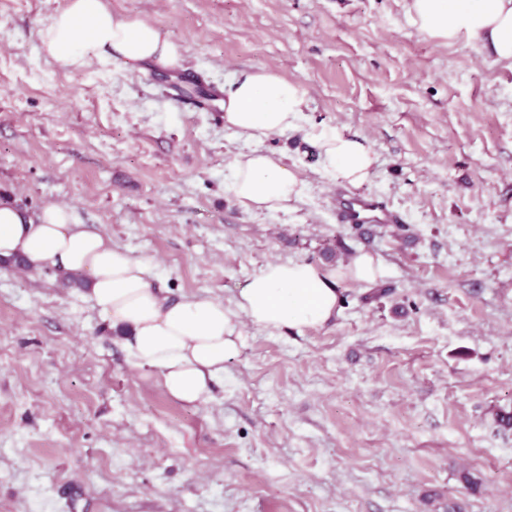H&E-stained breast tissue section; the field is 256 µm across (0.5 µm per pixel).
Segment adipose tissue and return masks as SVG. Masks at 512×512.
<instances>
[{
    "mask_svg": "<svg viewBox=\"0 0 512 512\" xmlns=\"http://www.w3.org/2000/svg\"><path fill=\"white\" fill-rule=\"evenodd\" d=\"M407 15L429 39L478 43L498 59L512 60V0H408ZM83 29L89 39L79 38ZM39 38L43 51L64 67L114 53L135 69L178 70L184 63L180 46L166 32L140 18L113 14L104 0H69ZM305 104L301 83L265 69L237 76L221 100L225 127L257 139L295 128ZM310 136L326 176L354 186L367 181L375 155L365 140L337 126L312 129ZM229 187L243 207L262 212L288 210L305 190L277 155L261 151L234 159ZM0 260L81 276L103 319L124 333L133 363L157 372L166 393L186 403L208 400L212 382L239 349V318L272 334L320 327L336 313L343 280L370 283L382 272L367 254L343 268L270 262L250 278L233 307L198 297L173 302L154 288L148 262L76 223L67 207L50 204L32 214L6 195L0 197Z\"/></svg>",
    "mask_w": 512,
    "mask_h": 512,
    "instance_id": "adipose-tissue-1",
    "label": "adipose tissue"
}]
</instances>
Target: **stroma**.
<instances>
[{
	"mask_svg": "<svg viewBox=\"0 0 512 512\" xmlns=\"http://www.w3.org/2000/svg\"><path fill=\"white\" fill-rule=\"evenodd\" d=\"M68 0H0V194L67 206L148 260L172 300L230 303L270 261L326 248L382 264L321 327L240 348L188 405L54 271L0 262V512H512V62L420 35L407 0H105L181 45L182 70L61 67L39 31ZM267 69L306 90L298 127L224 126L218 95ZM377 155L357 191L400 221H336L312 128ZM281 157L304 195L251 211L241 152Z\"/></svg>",
	"mask_w": 512,
	"mask_h": 512,
	"instance_id": "1",
	"label": "stroma"
}]
</instances>
